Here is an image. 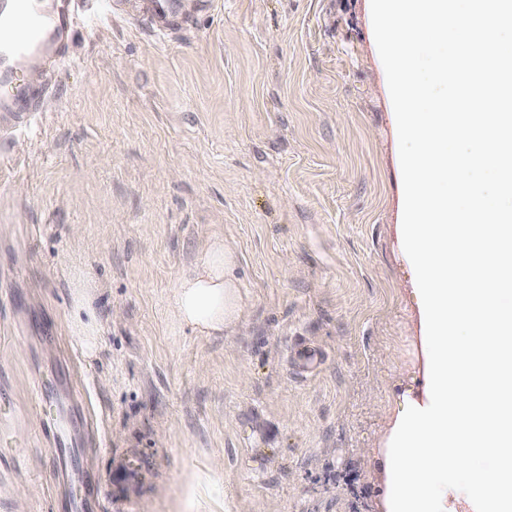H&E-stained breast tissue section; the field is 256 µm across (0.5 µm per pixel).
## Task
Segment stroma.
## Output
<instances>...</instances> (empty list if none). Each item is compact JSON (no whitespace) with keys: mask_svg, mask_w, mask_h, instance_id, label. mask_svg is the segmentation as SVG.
I'll use <instances>...</instances> for the list:
<instances>
[{"mask_svg":"<svg viewBox=\"0 0 512 512\" xmlns=\"http://www.w3.org/2000/svg\"><path fill=\"white\" fill-rule=\"evenodd\" d=\"M369 3L184 0L160 31L86 0L45 111L0 127V512H66L45 386L85 512H383L424 377ZM216 236L247 306L197 336L167 302Z\"/></svg>","mask_w":512,"mask_h":512,"instance_id":"35a3bbf8","label":"stroma"}]
</instances>
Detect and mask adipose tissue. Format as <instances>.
Wrapping results in <instances>:
<instances>
[{
  "label": "adipose tissue",
  "mask_w": 512,
  "mask_h": 512,
  "mask_svg": "<svg viewBox=\"0 0 512 512\" xmlns=\"http://www.w3.org/2000/svg\"><path fill=\"white\" fill-rule=\"evenodd\" d=\"M237 264L233 244L222 238L209 241L169 295L172 322L200 336L232 332L246 307Z\"/></svg>",
  "instance_id": "1"
}]
</instances>
